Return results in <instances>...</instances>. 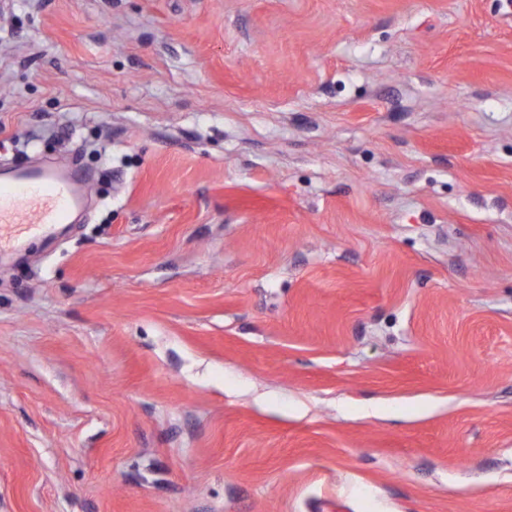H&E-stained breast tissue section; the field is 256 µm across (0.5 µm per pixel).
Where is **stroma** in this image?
I'll return each instance as SVG.
<instances>
[{"label":"stroma","mask_w":512,"mask_h":512,"mask_svg":"<svg viewBox=\"0 0 512 512\" xmlns=\"http://www.w3.org/2000/svg\"><path fill=\"white\" fill-rule=\"evenodd\" d=\"M0 512H512V0H13ZM85 174L72 164L33 163L0 175V248L19 236L47 235L52 224H66L82 213Z\"/></svg>","instance_id":"1"}]
</instances>
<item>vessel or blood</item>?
I'll return each mask as SVG.
<instances>
[{
	"instance_id": "b4317fda",
	"label": "vessel or blood",
	"mask_w": 512,
	"mask_h": 512,
	"mask_svg": "<svg viewBox=\"0 0 512 512\" xmlns=\"http://www.w3.org/2000/svg\"><path fill=\"white\" fill-rule=\"evenodd\" d=\"M87 179L76 166L33 163L0 173V245L48 234L82 213Z\"/></svg>"
}]
</instances>
